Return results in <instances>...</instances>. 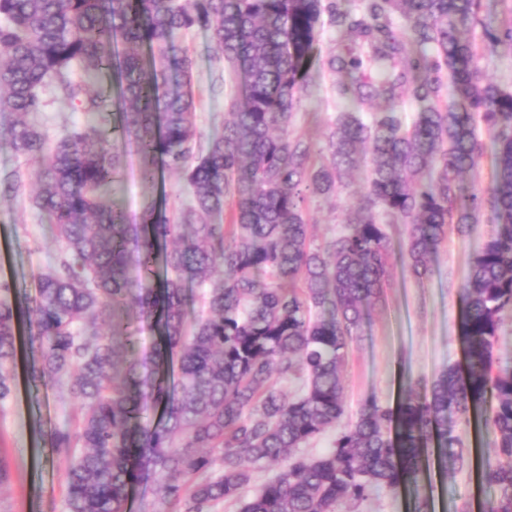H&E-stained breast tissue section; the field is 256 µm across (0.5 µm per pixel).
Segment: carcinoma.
<instances>
[{
	"mask_svg": "<svg viewBox=\"0 0 512 512\" xmlns=\"http://www.w3.org/2000/svg\"><path fill=\"white\" fill-rule=\"evenodd\" d=\"M492 0H0V146L40 163L31 205L58 240L36 276L26 310L0 282V411L16 391V326L37 329L30 382L78 403L45 434L64 466L65 512H128L130 492L152 482L170 512H339L417 481L426 462L464 467L469 452L448 418L475 419L496 436V459L479 467L495 489L483 512H512V372L494 371L500 315L512 308V87L491 81L479 49H512V20ZM405 20L409 42L393 30ZM367 49L378 76L336 83V119L323 160L292 133L325 27ZM194 27L241 74L224 133L201 143L194 121L192 58L170 54ZM481 42H476L475 29ZM106 75L107 98L85 80ZM97 117L54 138L30 116L45 92ZM410 96L406 124L401 97ZM493 133L488 197L463 194ZM137 147L144 181L177 172L190 192L171 211L148 203L133 233L104 193ZM369 158L366 192L341 231L311 235L307 198L331 200ZM489 208L497 231L477 249L461 286L464 361L396 407L367 397L332 448L295 450L345 414L340 368L360 338L366 308L386 276L387 227L405 230L402 257L417 278L454 225ZM202 290L185 309L184 286ZM152 317L161 331L151 385L163 407L145 425L132 329ZM295 376L290 396L274 378ZM286 465L249 500L254 473Z\"/></svg>",
	"mask_w": 512,
	"mask_h": 512,
	"instance_id": "1",
	"label": "carcinoma"
}]
</instances>
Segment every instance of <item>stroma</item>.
Segmentation results:
<instances>
[{
    "instance_id": "stroma-1",
    "label": "stroma",
    "mask_w": 512,
    "mask_h": 512,
    "mask_svg": "<svg viewBox=\"0 0 512 512\" xmlns=\"http://www.w3.org/2000/svg\"><path fill=\"white\" fill-rule=\"evenodd\" d=\"M177 46L189 50L194 61L196 126L200 139L205 141L222 133L229 118V89L212 86L214 76L224 70V60L209 32L203 30H191ZM333 80L329 71H322L319 92L291 123L293 133L319 149L324 148L336 118ZM37 167L36 161L15 156L6 148L0 150V181L19 170L28 175L25 191L0 198V282L10 284L9 299L20 308L34 295L36 275L49 265L57 250L54 230L30 205L29 190L36 183L33 173ZM365 186V171L359 168L335 200L309 202L308 215L317 239L339 231L344 212L359 201ZM186 197L185 184L175 173H165L155 187H147L141 178L140 158L131 148L106 199L126 223L136 224L147 200L171 204ZM496 229L485 211L468 234L449 232L433 254L428 274L419 279L400 262L401 228H389L392 247L383 297L372 306L361 337L350 348L342 367L346 419L355 418L366 397L373 395L383 405H395L411 383L430 385L444 369L461 361L459 289L467 278L474 252ZM73 413L68 396L36 391L26 380H18L13 402L0 412V455L6 457L11 471L10 481L0 486V506L9 512H65L63 468L50 458L43 435ZM490 495V490L481 488L476 468L463 467L445 476L432 472L414 487L342 504L341 512H412L416 502L425 497L433 512H479L481 501Z\"/></svg>"
}]
</instances>
